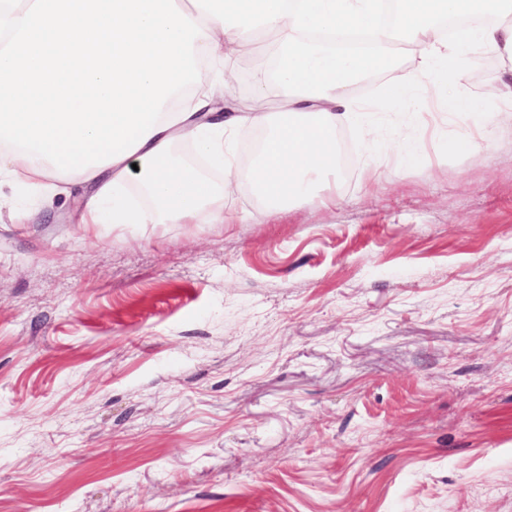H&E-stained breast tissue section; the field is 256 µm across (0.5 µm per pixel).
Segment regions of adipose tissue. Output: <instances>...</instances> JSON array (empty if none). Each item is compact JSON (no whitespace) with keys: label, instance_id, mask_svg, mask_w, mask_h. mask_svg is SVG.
Segmentation results:
<instances>
[{"label":"adipose tissue","instance_id":"obj_1","mask_svg":"<svg viewBox=\"0 0 512 512\" xmlns=\"http://www.w3.org/2000/svg\"><path fill=\"white\" fill-rule=\"evenodd\" d=\"M203 29L193 53L201 81L187 85L163 105L146 143L122 161L60 176L42 156L22 159L18 147H0V184L48 195L58 181L88 187L79 221L89 228L104 224H190L197 212L209 223L224 221V187L174 156V146L190 143L209 162L231 173L245 192L283 211L318 198L336 200L337 150L334 133L359 120L366 108L349 103L348 86L371 72L393 69L389 47L401 40L415 46L421 64L383 90V101L396 112L412 109L425 122L432 108L448 112L457 124L454 147L468 153L483 147L499 121L496 112H479L477 104L447 80L448 64L470 45L496 50L512 62V24L495 18L512 0H399L390 21H382L377 0H175ZM463 14L490 16V23L444 38L439 20ZM366 30L373 45L345 51L321 39L324 31ZM277 36L275 63L258 69V92L276 87L284 107L273 114H224L219 98L230 94L233 63L252 54L258 33ZM269 125L271 132L252 165H240L233 140L235 126ZM136 181L142 196L131 206L122 194Z\"/></svg>","mask_w":512,"mask_h":512}]
</instances>
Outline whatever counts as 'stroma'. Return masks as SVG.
Instances as JSON below:
<instances>
[{
	"label": "stroma",
	"instance_id": "obj_1",
	"mask_svg": "<svg viewBox=\"0 0 512 512\" xmlns=\"http://www.w3.org/2000/svg\"><path fill=\"white\" fill-rule=\"evenodd\" d=\"M235 62L234 101L258 95ZM348 91L336 201L275 213L224 183L227 223L100 234L67 203L0 210V512H512V118L453 147ZM457 91L512 67L475 48Z\"/></svg>",
	"mask_w": 512,
	"mask_h": 512
}]
</instances>
